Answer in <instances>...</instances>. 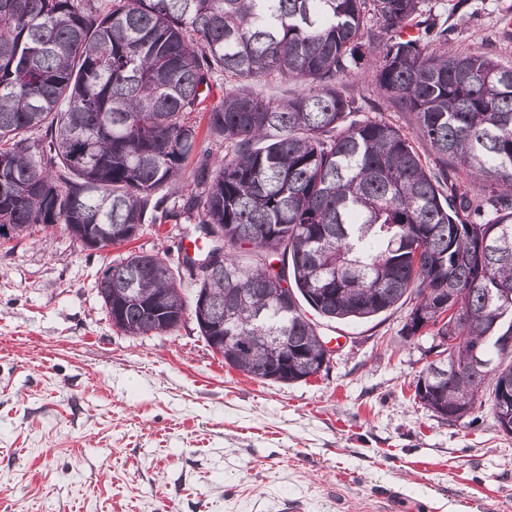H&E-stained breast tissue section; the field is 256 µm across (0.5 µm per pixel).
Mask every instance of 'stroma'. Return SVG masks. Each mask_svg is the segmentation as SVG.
<instances>
[{
	"mask_svg": "<svg viewBox=\"0 0 512 512\" xmlns=\"http://www.w3.org/2000/svg\"><path fill=\"white\" fill-rule=\"evenodd\" d=\"M460 52L512 67V0H425ZM348 91L399 127L426 169L444 162L372 72ZM181 226L90 251L63 228L0 239V512H512V437L489 405L448 422L414 400L433 338L410 305L315 317L334 343L321 374L260 382L228 365L193 317L128 336L98 295L128 251L166 253Z\"/></svg>",
	"mask_w": 512,
	"mask_h": 512,
	"instance_id": "obj_1",
	"label": "stroma"
}]
</instances>
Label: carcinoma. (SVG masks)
<instances>
[{
	"mask_svg": "<svg viewBox=\"0 0 512 512\" xmlns=\"http://www.w3.org/2000/svg\"><path fill=\"white\" fill-rule=\"evenodd\" d=\"M422 0H0V224H58L85 242L134 238L129 225L192 224L222 250L193 298L160 253L129 252L97 288L129 336L174 331L186 314L224 363L283 384L317 374L324 338L301 302L327 319H365L413 295L436 314V288L467 309L453 352L460 373L429 362L427 410L512 408V68L448 49V27ZM372 63L380 96L415 114L418 134L488 193L424 167L392 124L353 120L346 81ZM276 73L301 83L288 98L224 93L205 136L193 114L217 76ZM224 146L213 154L209 144ZM191 189L168 206L154 193ZM282 263L275 268L274 261ZM288 337L284 367L258 339ZM238 341L231 347L225 337Z\"/></svg>",
	"mask_w": 512,
	"mask_h": 512,
	"instance_id": "1",
	"label": "carcinoma"
}]
</instances>
